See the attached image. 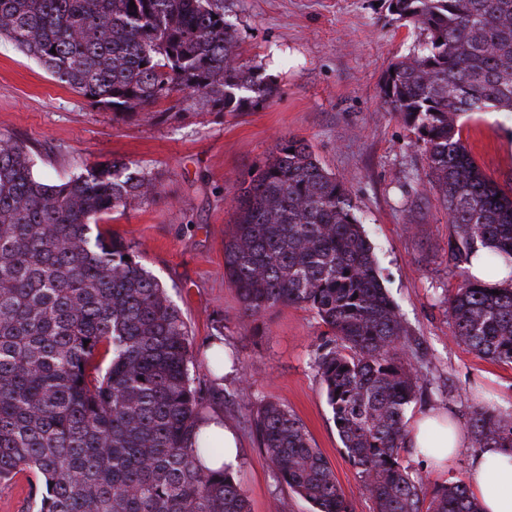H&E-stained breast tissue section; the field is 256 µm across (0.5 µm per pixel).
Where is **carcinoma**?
<instances>
[{"label":"carcinoma","instance_id":"obj_1","mask_svg":"<svg viewBox=\"0 0 512 512\" xmlns=\"http://www.w3.org/2000/svg\"><path fill=\"white\" fill-rule=\"evenodd\" d=\"M135 3L130 8L129 3ZM426 33L394 62L381 100L416 134L428 189L448 215L462 280L447 298L452 335L512 364V187L478 165L460 119L512 112V0H385ZM36 59L99 110L145 112L181 92L245 112L276 88L242 62L224 0H0V40ZM135 162L87 163L51 183L31 148L0 134V481L25 473L28 512H250L224 449L203 436L191 330L133 246L98 224L155 196ZM224 277L242 314L307 307L328 328L315 366L349 462L376 512H481L466 484L436 488L403 464L406 410L422 394L410 333L385 288L348 179L307 140L279 138L239 181ZM500 294H494V291ZM224 349L203 366L221 379ZM280 483L315 512H349L303 423L267 401L250 416ZM474 447H512V416L475 403Z\"/></svg>","mask_w":512,"mask_h":512}]
</instances>
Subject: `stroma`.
I'll use <instances>...</instances> for the list:
<instances>
[{
    "mask_svg": "<svg viewBox=\"0 0 512 512\" xmlns=\"http://www.w3.org/2000/svg\"><path fill=\"white\" fill-rule=\"evenodd\" d=\"M238 51L278 93L248 112L187 107L181 94L149 111L121 116L92 108L37 61L0 42V133L30 145L35 172L58 181L86 163L138 161L159 175L156 198L102 216L105 228L130 242L166 286L191 334L195 359L215 337L239 363L224 378V396L205 410L223 415L238 433L237 475L250 512H312L280 485L249 421V406L273 399L304 424L329 459L350 512H374L342 444L314 365L326 334L316 314L288 306L243 317L224 279L234 187L268 158L277 138L306 139L333 173L351 181L383 283L411 331L412 363L422 371L423 396L411 412L451 414L468 430L478 390L497 412L512 413V365L490 361L451 334L446 298L461 280L448 259V218L422 186L423 156L415 135L382 102L391 63L408 55L423 33L393 22L378 0H224ZM462 139L482 170L512 186V112L462 118ZM247 386L250 404L238 401ZM472 445L449 463L405 454L426 490L465 480Z\"/></svg>",
    "mask_w": 512,
    "mask_h": 512,
    "instance_id": "obj_1",
    "label": "stroma"
}]
</instances>
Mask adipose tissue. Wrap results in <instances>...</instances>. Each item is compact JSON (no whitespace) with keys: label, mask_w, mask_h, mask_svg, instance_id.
Listing matches in <instances>:
<instances>
[{"label":"adipose tissue","mask_w":512,"mask_h":512,"mask_svg":"<svg viewBox=\"0 0 512 512\" xmlns=\"http://www.w3.org/2000/svg\"><path fill=\"white\" fill-rule=\"evenodd\" d=\"M414 449L440 448L454 457L464 445L458 424L431 411L416 413L407 437ZM468 485L482 512H512V448H489L476 453L468 471Z\"/></svg>","instance_id":"ef3b65f1"}]
</instances>
